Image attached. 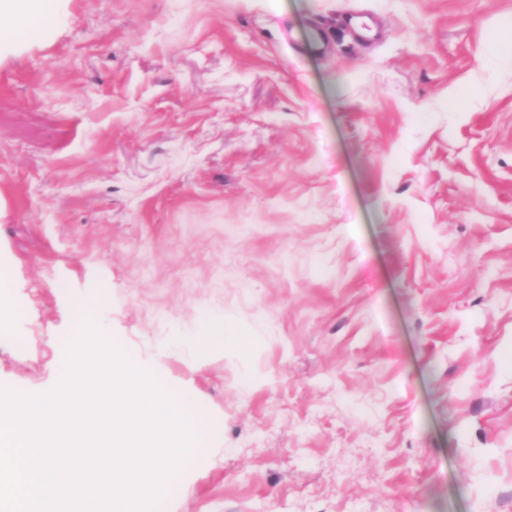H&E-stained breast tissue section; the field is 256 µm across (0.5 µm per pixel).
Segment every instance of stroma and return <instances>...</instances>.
<instances>
[{"label":"stroma","instance_id":"1","mask_svg":"<svg viewBox=\"0 0 512 512\" xmlns=\"http://www.w3.org/2000/svg\"><path fill=\"white\" fill-rule=\"evenodd\" d=\"M50 3L0 18V388L95 296L216 427L165 512H512V0Z\"/></svg>","mask_w":512,"mask_h":512}]
</instances>
